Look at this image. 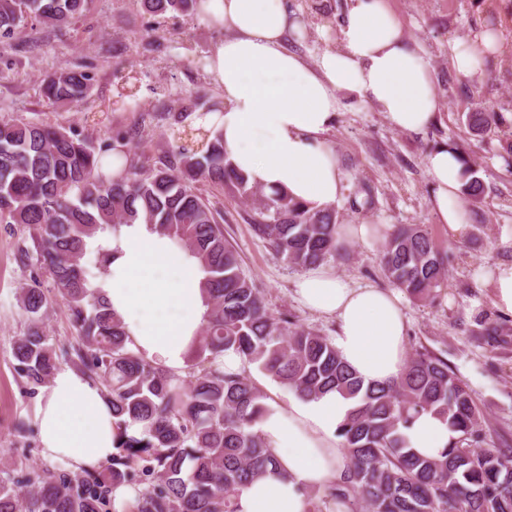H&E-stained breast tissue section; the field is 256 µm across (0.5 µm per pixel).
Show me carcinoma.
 Wrapping results in <instances>:
<instances>
[{
    "instance_id": "cac0c4a2",
    "label": "carcinoma",
    "mask_w": 512,
    "mask_h": 512,
    "mask_svg": "<svg viewBox=\"0 0 512 512\" xmlns=\"http://www.w3.org/2000/svg\"><path fill=\"white\" fill-rule=\"evenodd\" d=\"M144 13H192L197 0H139ZM87 0H0V39H16L28 19L61 29L86 10ZM93 77L62 67L46 75L42 93L53 105L89 98ZM188 108L159 112L180 144L145 166L130 155L115 172L102 169L114 151L137 134L117 130L101 143L75 128L0 118V223L23 224L19 245L30 282L18 302L31 325L14 340L16 371L34 387L49 382L69 361L98 384L118 418L119 452L109 466L57 469L21 476L0 467V512H101L112 490L137 491L129 512H238L250 480L276 464L255 430L268 410L267 394L246 372L224 370L234 350L296 397L336 392L351 401L339 425L346 465L324 490L306 492L308 512H512V439L483 448L485 415L447 359L427 349L410 356L393 384H366L339 357L330 338L286 315L275 316L263 293L241 272L237 251L224 238V210L195 191V184L226 188L251 201L257 235L290 263L308 267L343 248L336 236L340 214L314 209L288 195L249 182L228 159L223 133L187 127ZM476 135L506 126L504 114L483 107L466 114ZM463 194L477 200L483 184L463 159ZM144 224L193 258L210 312L185 376L150 364L130 346L122 320L92 283L88 245L98 243L104 267L112 249L100 234ZM381 269L389 285L424 300L441 287L448 256L418 224L386 232ZM53 284L76 344L56 351L40 326ZM487 343L508 330L480 321ZM458 433L449 449L427 457L410 448L403 430L423 413ZM131 424L142 426L128 434Z\"/></svg>"
}]
</instances>
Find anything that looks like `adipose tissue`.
Here are the masks:
<instances>
[{
  "mask_svg": "<svg viewBox=\"0 0 512 512\" xmlns=\"http://www.w3.org/2000/svg\"><path fill=\"white\" fill-rule=\"evenodd\" d=\"M200 14L227 30L209 58L224 92V109L198 117L224 132L233 165L265 190L286 192L315 208L336 203L343 189L336 153L326 139L342 108L340 91L358 93L395 129L420 134L438 108L428 57L412 47L387 0H351L340 44L307 63L288 49L295 29L286 0H203ZM496 44L483 33L458 43L451 66L477 75L481 56ZM436 190L432 208L451 234L465 227L462 169L442 144L425 159ZM114 258L102 292L123 319L132 349L151 364L183 374L209 306L196 263L172 251L145 225L108 241ZM295 294L310 312L335 318L331 341L364 382L397 380L407 366L406 323L399 291L356 286L322 265L307 267ZM350 407L330 392L310 401L270 405L256 429L276 465L245 487L239 512H305V490L326 487L346 458L338 428ZM34 421L42 455L67 470L111 460L118 429L99 385L70 365L43 386ZM421 454L437 456L454 438L437 416L421 415L405 431Z\"/></svg>",
  "mask_w": 512,
  "mask_h": 512,
  "instance_id": "obj_1",
  "label": "adipose tissue"
}]
</instances>
